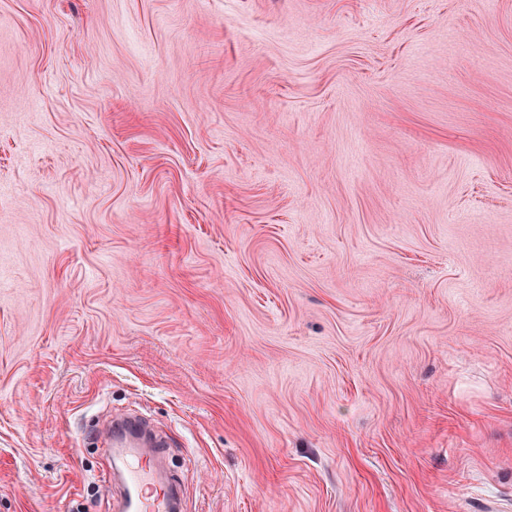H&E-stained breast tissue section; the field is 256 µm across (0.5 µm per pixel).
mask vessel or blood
I'll use <instances>...</instances> for the list:
<instances>
[{"label": "vessel or blood", "mask_w": 512, "mask_h": 512, "mask_svg": "<svg viewBox=\"0 0 512 512\" xmlns=\"http://www.w3.org/2000/svg\"><path fill=\"white\" fill-rule=\"evenodd\" d=\"M109 431L111 467L102 479L119 477L120 512H184L182 486L167 467V440L134 412L114 417Z\"/></svg>", "instance_id": "b4317fda"}]
</instances>
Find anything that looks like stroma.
Masks as SVG:
<instances>
[{"label":"stroma","mask_w":512,"mask_h":512,"mask_svg":"<svg viewBox=\"0 0 512 512\" xmlns=\"http://www.w3.org/2000/svg\"><path fill=\"white\" fill-rule=\"evenodd\" d=\"M512 512V0H0V512ZM103 483L112 480V464L122 489L121 512H184L181 483L167 468V440L136 413L114 417Z\"/></svg>","instance_id":"obj_1"}]
</instances>
